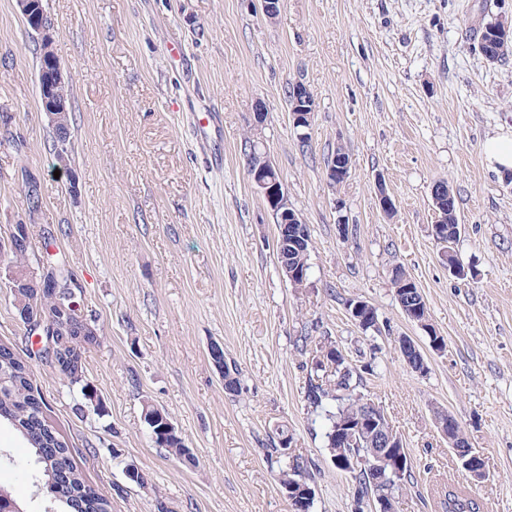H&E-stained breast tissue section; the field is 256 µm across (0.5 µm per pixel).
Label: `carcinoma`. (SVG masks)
Masks as SVG:
<instances>
[{"mask_svg":"<svg viewBox=\"0 0 512 512\" xmlns=\"http://www.w3.org/2000/svg\"><path fill=\"white\" fill-rule=\"evenodd\" d=\"M31 36L37 40L38 80L47 75V60L43 58L44 43L42 32L53 30V22L47 12H42L34 22L26 23ZM499 20L486 22L480 29L478 37L479 51L496 55L500 49ZM412 278L402 270L395 271L392 282L399 304L406 303L409 293H414L420 302L422 320H427L428 311L426 302L419 288L411 290L405 284ZM52 292V289L40 280L30 281L25 287L11 291L14 310L19 308L30 309L38 305L41 296ZM77 332L71 328H56L54 342L72 344L78 350L92 347L100 343L101 336L87 337L86 344L81 345L76 339ZM312 361L314 372H325L327 368L334 367L330 381H324L321 376L309 377L306 398L315 411H322L326 421L325 449L329 456L336 457L333 464L339 470H344L340 464L341 454L336 444V431L355 421L360 410L369 400V396L359 390L361 376L347 361L346 356L335 342L326 339L315 345ZM27 361L8 345H0V422L3 421L11 427L24 429L23 439L31 449L35 462L39 467L38 478L44 481L46 489L51 493L61 492L67 499L65 509H80V512H111V503L107 496L96 490L85 478L81 466L73 456L69 445L54 426L48 407L40 397L31 394L32 384L30 372L25 370ZM58 370L69 380V384L85 390L89 386L84 375V368L80 354H75L73 363H57ZM168 415L162 411L148 407L145 420L151 432L155 433V443L167 449L178 457L185 458L186 445L182 437L169 434L165 429L163 420ZM288 440L285 431L278 433V441L271 453L276 458L288 459L286 465L279 470L280 485H288L297 481L310 480L308 461L300 456H290L285 453L284 443ZM349 474L358 485L355 505L356 512H365L369 507V500L385 496L390 492L391 486L386 482H376L373 476L365 469H351ZM448 512H481V503L464 490L448 491Z\"/></svg>","mask_w":512,"mask_h":512,"instance_id":"1","label":"carcinoma"}]
</instances>
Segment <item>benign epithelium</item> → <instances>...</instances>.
Segmentation results:
<instances>
[{
    "instance_id": "obj_1",
    "label": "benign epithelium",
    "mask_w": 512,
    "mask_h": 512,
    "mask_svg": "<svg viewBox=\"0 0 512 512\" xmlns=\"http://www.w3.org/2000/svg\"><path fill=\"white\" fill-rule=\"evenodd\" d=\"M53 67L50 79L43 81L41 92L43 105L52 125L56 126L60 134L67 131V107L65 100L57 96L56 88L64 83L60 62L54 58L50 59ZM290 112L295 127L307 129L311 125L312 115L315 110V101L310 90L302 83H295L290 89ZM350 161L339 157L333 160L328 168V179L336 182L338 178H345L348 175ZM248 175L252 182L259 189L265 202L273 214L277 215L281 224V238L278 248H288L293 245L295 248L304 251L307 248L308 240L302 236L295 225L302 223L299 214L293 209L288 201L278 172L266 155V152L252 151L248 159ZM450 189L446 182L438 181L432 187V198L435 207V221L432 225V235L439 237L443 235V224H445L446 206L444 201L448 199ZM351 317L358 325L365 329L377 325V318L374 310L362 300H358L349 306ZM74 317L80 320V327L86 331H94L91 320L87 319L82 312L81 305L73 300L69 305H59L57 312L53 315L56 323H66L69 318ZM23 320L30 326H36L38 342H46L52 345V326L45 320V313L36 309L32 312H24ZM385 412L378 405L368 404L364 412L353 422L347 434L357 432L364 435L369 444L368 453L361 457H353L344 460V466L348 469L358 466L368 467L377 476V479L384 480L386 474H397L408 462L404 453L398 450L392 436L383 430L381 417ZM437 425L443 436L448 439L451 447L464 470L466 477L471 481H480L486 477V469L482 455L473 452L466 437L459 433L455 419L451 415H441L437 419Z\"/></svg>"
}]
</instances>
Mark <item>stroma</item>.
<instances>
[{"label":"stroma","mask_w":512,"mask_h":512,"mask_svg":"<svg viewBox=\"0 0 512 512\" xmlns=\"http://www.w3.org/2000/svg\"><path fill=\"white\" fill-rule=\"evenodd\" d=\"M44 4L71 93L72 172L51 168L35 42L17 0H0V134L19 135L0 143V239L28 225L30 269L47 253L66 262L103 333L83 354L95 403L73 411L72 389L14 312L4 257L0 341L30 363L36 394L112 512H291L268 458L281 431L311 462L310 512H352L356 483L333 465L305 397L306 336L336 341L401 434L413 474L394 512H446L462 486L483 512H512V180L482 156L486 139L512 133V55L491 64L476 48L483 23L512 19V0H284L272 19L260 0ZM298 81L315 99L305 132L287 108ZM203 112L220 119L223 167L195 138ZM250 137L309 229L304 287L278 261L276 219L247 172ZM340 148L350 168L333 184ZM438 180L456 198L454 249L475 279L440 257ZM381 183L393 214L378 203ZM398 269L418 285L429 327L402 312ZM352 299L374 309L377 329L355 323ZM430 327L445 352L431 348ZM402 336L425 372L404 362ZM215 344L237 369V393L224 389ZM150 405L196 464L156 446ZM441 413L483 456L486 480L466 483Z\"/></svg>","instance_id":"obj_1"}]
</instances>
